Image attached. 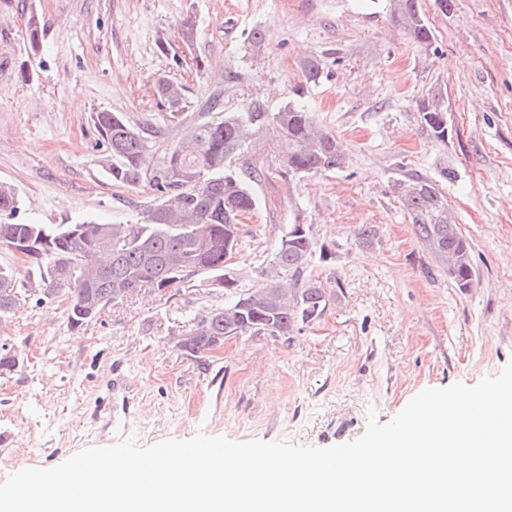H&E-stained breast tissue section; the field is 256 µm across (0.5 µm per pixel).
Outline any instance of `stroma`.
Masks as SVG:
<instances>
[{"label":"stroma","instance_id":"1","mask_svg":"<svg viewBox=\"0 0 512 512\" xmlns=\"http://www.w3.org/2000/svg\"><path fill=\"white\" fill-rule=\"evenodd\" d=\"M421 7L429 49L393 25L388 0H0V182L19 196L17 221H139L154 192L112 184L91 115L170 133L162 77L183 85L192 117L214 101L275 109L301 61L322 56L327 76L303 102L346 158L291 187L256 185L260 204L241 220L231 271L242 287L259 283L294 220L336 253L309 267L330 301L292 339L239 336L200 359L180 351L190 321L225 301L203 275L143 290L80 329L62 302L19 292L0 325V344L21 356L0 376V482L125 438L150 446L202 431L328 447L360 437L368 412L388 422L424 389L473 385L512 362V0ZM33 13L45 25L36 50ZM433 87L448 109L443 141L417 112ZM412 178L445 192L471 247V288L416 235L395 189ZM366 225L377 229L367 243Z\"/></svg>","mask_w":512,"mask_h":512}]
</instances>
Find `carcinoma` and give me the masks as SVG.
Listing matches in <instances>:
<instances>
[{"instance_id": "cac0c4a2", "label": "carcinoma", "mask_w": 512, "mask_h": 512, "mask_svg": "<svg viewBox=\"0 0 512 512\" xmlns=\"http://www.w3.org/2000/svg\"><path fill=\"white\" fill-rule=\"evenodd\" d=\"M389 12L413 43L431 47L434 35L419 0H389ZM26 34L31 48H39L44 24L38 16L29 17ZM301 73L292 96L277 109L255 101L217 119L200 115L188 122L183 138L163 148L155 133L131 124L122 113H94V127L106 146L100 165L112 184L136 188L146 182L156 193L141 223H13L19 199L11 185L0 183V245L26 258L28 274L38 283L36 302L66 301L68 324L76 329L90 322L91 312L123 300L125 292L165 291L211 274L228 301L195 317L184 332L191 340L179 347L193 357L209 351L213 338L226 332L259 336L267 330L271 336L291 337L299 325L324 313L326 289L306 272L314 256L326 259L330 252L317 246L308 227L288 225L255 288H241L237 279L226 277L224 267L227 246H238L241 217L258 206L254 184L270 176L289 184L345 164L336 135L302 103L308 88L323 77L321 58L305 60ZM157 94L170 121L185 122L183 86L160 79ZM442 102L441 90L432 89L418 104L421 123L439 141L448 137ZM260 134L269 135L273 158L262 167L236 171L235 162ZM397 189L416 235L448 262L458 287H470V246L458 224L448 223L445 193L424 178L401 182ZM17 288L14 270L0 266V323L12 318Z\"/></svg>"}]
</instances>
